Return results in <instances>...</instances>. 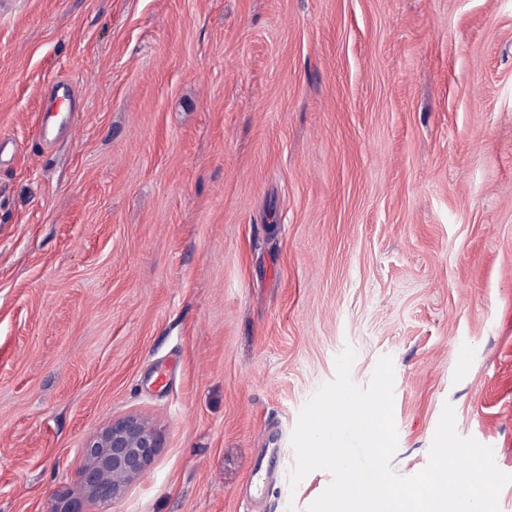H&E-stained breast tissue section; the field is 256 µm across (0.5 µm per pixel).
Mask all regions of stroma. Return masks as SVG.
I'll use <instances>...</instances> for the list:
<instances>
[{"instance_id": "obj_1", "label": "stroma", "mask_w": 512, "mask_h": 512, "mask_svg": "<svg viewBox=\"0 0 512 512\" xmlns=\"http://www.w3.org/2000/svg\"><path fill=\"white\" fill-rule=\"evenodd\" d=\"M0 139V512H307L348 346L396 472L449 404L512 474V0H0ZM127 415L161 446L95 500ZM157 448L159 434L145 419L129 415L112 420L86 442L87 463L78 481L91 498L116 499L143 474Z\"/></svg>"}]
</instances>
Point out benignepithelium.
Masks as SVG:
<instances>
[{"instance_id":"1","label":"benign epithelium","mask_w":512,"mask_h":512,"mask_svg":"<svg viewBox=\"0 0 512 512\" xmlns=\"http://www.w3.org/2000/svg\"><path fill=\"white\" fill-rule=\"evenodd\" d=\"M159 447V434L145 419L134 415L115 419L86 442L87 463L78 481L94 499H116L143 474Z\"/></svg>"}]
</instances>
